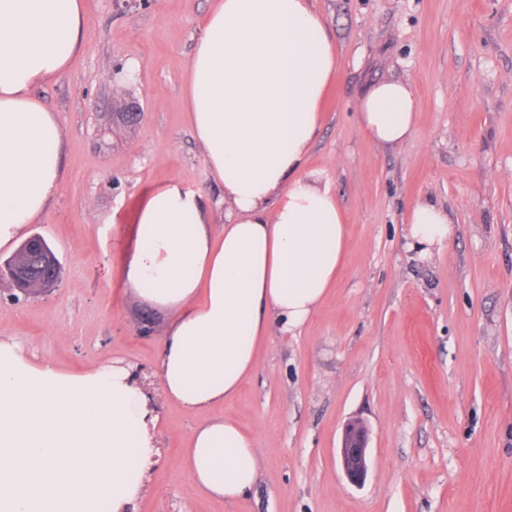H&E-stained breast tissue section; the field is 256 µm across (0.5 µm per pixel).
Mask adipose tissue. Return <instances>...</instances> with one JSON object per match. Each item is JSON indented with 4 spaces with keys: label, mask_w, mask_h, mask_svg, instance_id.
<instances>
[{
    "label": "adipose tissue",
    "mask_w": 512,
    "mask_h": 512,
    "mask_svg": "<svg viewBox=\"0 0 512 512\" xmlns=\"http://www.w3.org/2000/svg\"><path fill=\"white\" fill-rule=\"evenodd\" d=\"M85 24L84 0H0V249L62 189L61 127L34 90L81 51ZM336 69L312 0H216L204 17L180 105L227 222L213 231L200 194L170 179L141 205L124 268L126 284L169 314L157 375L186 412L233 398L271 326H304L336 282L344 215L305 171ZM418 109L408 83H372L358 130L401 144ZM453 235L440 206L411 208L405 238L420 255ZM158 424L125 361L69 373L0 336V512H134L160 455ZM184 467L201 494L244 498L259 475L254 437L214 417L193 431Z\"/></svg>",
    "instance_id": "obj_1"
}]
</instances>
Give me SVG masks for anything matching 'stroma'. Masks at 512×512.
<instances>
[{
  "label": "stroma",
  "mask_w": 512,
  "mask_h": 512,
  "mask_svg": "<svg viewBox=\"0 0 512 512\" xmlns=\"http://www.w3.org/2000/svg\"><path fill=\"white\" fill-rule=\"evenodd\" d=\"M215 0H86L83 52L36 94L63 132V187L31 225L61 263L53 290L16 297L0 279V336L70 372L122 359L160 416L161 456L136 512H512V0H314L338 50L306 170L347 224L343 265L314 317L272 327L256 370L224 404L255 435L259 478L228 503L183 467L193 429L156 375L169 316L123 280L135 221L156 184L197 190L212 230L222 191L178 102L202 17ZM142 60L135 83L128 59ZM408 82L420 108L406 142L358 131L372 83ZM443 208L448 246L407 248L417 202ZM353 421L368 472L338 460ZM369 432L360 422L345 427L339 450L344 474L353 485L363 482L367 473Z\"/></svg>",
  "instance_id": "1"
}]
</instances>
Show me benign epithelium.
<instances>
[{"label": "benign epithelium", "mask_w": 512, "mask_h": 512, "mask_svg": "<svg viewBox=\"0 0 512 512\" xmlns=\"http://www.w3.org/2000/svg\"><path fill=\"white\" fill-rule=\"evenodd\" d=\"M61 267L45 239L35 234L0 265V278H9L23 295L52 290L60 279ZM369 432L360 422L345 427L339 450L344 474L353 485L363 482L367 473Z\"/></svg>", "instance_id": "obj_1"}]
</instances>
